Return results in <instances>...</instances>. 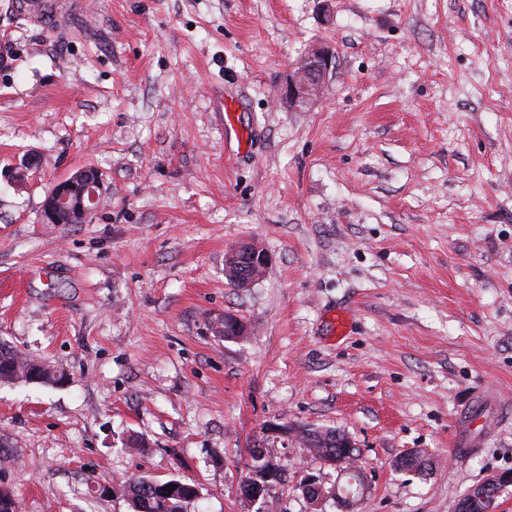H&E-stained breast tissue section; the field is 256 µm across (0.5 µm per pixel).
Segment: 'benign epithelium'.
Here are the masks:
<instances>
[{
	"instance_id": "obj_1",
	"label": "benign epithelium",
	"mask_w": 512,
	"mask_h": 512,
	"mask_svg": "<svg viewBox=\"0 0 512 512\" xmlns=\"http://www.w3.org/2000/svg\"><path fill=\"white\" fill-rule=\"evenodd\" d=\"M335 56L330 49L319 47L312 50L288 75L285 93L288 101L311 98L322 85V80L334 68ZM104 185L101 171L95 168L81 169L71 176L55 182L46 194L42 219L45 224H81L95 211L100 191ZM226 269L234 271V282L239 288H250L267 272L271 265L269 254L252 241H242L230 249L224 260ZM512 483L506 476L485 480L483 499L485 512H497L496 500L502 486Z\"/></svg>"
}]
</instances>
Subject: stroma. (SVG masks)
<instances>
[{
  "label": "stroma",
  "mask_w": 512,
  "mask_h": 512,
  "mask_svg": "<svg viewBox=\"0 0 512 512\" xmlns=\"http://www.w3.org/2000/svg\"><path fill=\"white\" fill-rule=\"evenodd\" d=\"M1 51L0 344L67 375L0 382L19 512H132L133 474L195 484L188 512H341L302 493L346 482L306 429L353 444L354 512L512 474V0H76L51 29L0 0ZM86 167L93 215L43 223ZM246 240L272 263L242 289ZM254 448L279 469L256 500ZM335 56L329 48L319 47L312 50L288 75L285 93L288 101L310 99L322 85V80L334 68ZM227 271L232 269L236 275L237 288H250L267 272L271 265L269 254L252 241H242L230 249L224 260ZM301 438L308 448H312L318 456L330 462H336L345 450L341 442L346 437L336 430L306 429L302 431Z\"/></svg>",
  "instance_id": "stroma-1"
}]
</instances>
